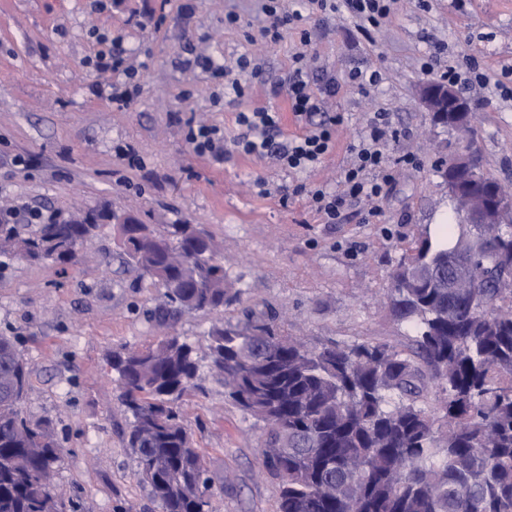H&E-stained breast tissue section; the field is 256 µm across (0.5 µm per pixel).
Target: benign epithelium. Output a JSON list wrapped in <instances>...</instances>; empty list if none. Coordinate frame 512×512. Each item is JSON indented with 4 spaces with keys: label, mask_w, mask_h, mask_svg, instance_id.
<instances>
[{
    "label": "benign epithelium",
    "mask_w": 512,
    "mask_h": 512,
    "mask_svg": "<svg viewBox=\"0 0 512 512\" xmlns=\"http://www.w3.org/2000/svg\"><path fill=\"white\" fill-rule=\"evenodd\" d=\"M418 99L444 125L460 130L471 122L470 104L453 85L423 83L418 87ZM444 177L448 192L459 208L461 223H512V197L503 194L498 181L486 179L473 152L454 154L448 160Z\"/></svg>",
    "instance_id": "7a95c632"
}]
</instances>
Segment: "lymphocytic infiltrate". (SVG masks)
<instances>
[{"instance_id":"obj_1","label":"lymphocytic infiltrate","mask_w":512,"mask_h":512,"mask_svg":"<svg viewBox=\"0 0 512 512\" xmlns=\"http://www.w3.org/2000/svg\"><path fill=\"white\" fill-rule=\"evenodd\" d=\"M309 10L343 12L353 21L358 33L371 37L381 22L392 13L397 0H306ZM97 82L93 92H101V80H109L110 99L117 108L128 107L133 86L141 77V64L136 63L121 39H112L109 49L99 51L91 61ZM179 68H199L223 78L224 92L234 98L244 97L248 78L258 77L260 65L255 55L243 53L232 63L218 64L210 57L198 54L179 61ZM288 103L297 119L303 120V133L284 137L278 111L256 108L236 114L239 132L226 138L220 128L200 125L190 128L187 140L193 153L201 158L221 163L233 156L269 159L284 173L293 176L292 193L306 198L310 208L327 223L336 224L345 207L365 200H379L387 186L395 180L396 166L388 162L383 148L398 136L384 112L375 113L368 121L358 142L350 145V161L340 175L339 188L326 185L309 186L297 181V174L319 166L335 143L336 127L342 118L321 113L324 96L334 95L335 82H327L321 93H314L311 72L303 55H295L293 66L284 82Z\"/></svg>"}]
</instances>
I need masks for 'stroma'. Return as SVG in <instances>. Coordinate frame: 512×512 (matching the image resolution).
I'll list each match as a JSON object with an SVG mask.
<instances>
[{"label":"stroma","mask_w":512,"mask_h":512,"mask_svg":"<svg viewBox=\"0 0 512 512\" xmlns=\"http://www.w3.org/2000/svg\"><path fill=\"white\" fill-rule=\"evenodd\" d=\"M191 4V15L181 7ZM262 0H0V205L61 218L113 210L144 224H200L220 244L224 267L243 291L244 308H273L285 330L313 346L377 340L407 343L408 324L387 307V274L408 243L428 236L439 219L455 223L448 189L436 171L463 148L484 173L512 191V98L494 80L512 67V0H397L372 39L334 13H305L300 29L275 45L248 43L265 23ZM163 9L154 29L149 8ZM235 13L240 25L228 28ZM122 35L148 65L127 108L92 95L85 61L98 49L89 32ZM311 42L301 45V31ZM214 59L252 51L261 74L245 98H223L222 80L202 70L174 68L188 49ZM307 51L313 89L335 78L323 108L340 113L336 144L302 179L336 186L373 113H388L399 131L389 159L411 153L420 165L401 170L371 213L361 203L341 223H325L301 197L259 194L254 182L288 184L269 160L233 157L216 164L196 156L189 124L237 133V112L268 107L282 130L300 133L285 95H272ZM477 58L493 80L464 88L473 119L466 133L434 123L416 87L438 80L448 66ZM379 70L377 89L359 91L350 69ZM133 147L141 165L116 156ZM162 288L126 271L117 234L103 224L76 262L18 257L0 266V334L16 337L30 370L25 415L49 424L64 455L56 481L77 494L78 512H161L138 483L125 443L129 415L118 404L108 359L114 348L156 341L165 327L148 313ZM203 392L182 407L208 474L212 512H276L279 487L261 465L263 430L204 377Z\"/></svg>","instance_id":"1"}]
</instances>
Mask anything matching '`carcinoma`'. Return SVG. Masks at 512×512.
Wrapping results in <instances>:
<instances>
[{"label": "carcinoma", "instance_id": "carcinoma-1", "mask_svg": "<svg viewBox=\"0 0 512 512\" xmlns=\"http://www.w3.org/2000/svg\"><path fill=\"white\" fill-rule=\"evenodd\" d=\"M126 264L163 289L161 323L223 312L242 289L220 246L195 224H114ZM98 228L0 224V256L69 263ZM455 243H411L390 273V316L412 326L405 349L365 341L311 348L273 309L212 326L201 363L168 335L112 352L117 400L131 415L126 444L139 484L162 512H210L212 478L184 425L183 398L201 372L263 423L261 464L279 481L276 512H512V288L487 278L512 252V226L484 238L458 225ZM468 288H452L450 259ZM29 370L0 336V512H62L54 478L63 449L20 410Z\"/></svg>", "mask_w": 512, "mask_h": 512}]
</instances>
